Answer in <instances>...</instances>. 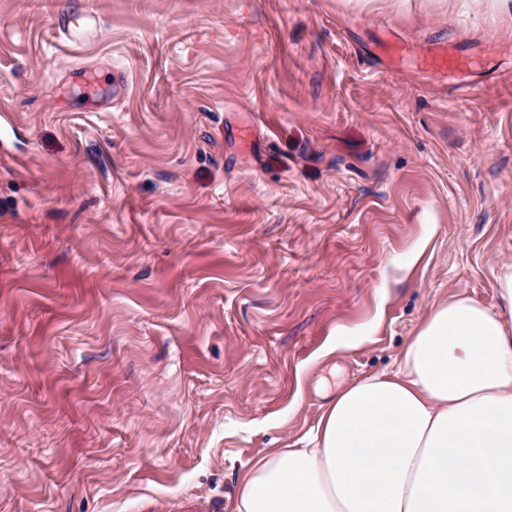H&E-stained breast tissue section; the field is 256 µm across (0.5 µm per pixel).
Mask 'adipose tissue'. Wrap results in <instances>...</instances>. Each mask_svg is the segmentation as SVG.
Returning <instances> with one entry per match:
<instances>
[{
  "label": "adipose tissue",
  "mask_w": 512,
  "mask_h": 512,
  "mask_svg": "<svg viewBox=\"0 0 512 512\" xmlns=\"http://www.w3.org/2000/svg\"><path fill=\"white\" fill-rule=\"evenodd\" d=\"M496 305L457 294L393 372L328 401L300 448L258 458L235 512H512V263Z\"/></svg>",
  "instance_id": "obj_1"
}]
</instances>
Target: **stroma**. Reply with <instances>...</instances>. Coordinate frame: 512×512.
Returning <instances> with one entry per match:
<instances>
[{
    "label": "stroma",
    "instance_id": "stroma-1",
    "mask_svg": "<svg viewBox=\"0 0 512 512\" xmlns=\"http://www.w3.org/2000/svg\"><path fill=\"white\" fill-rule=\"evenodd\" d=\"M1 118L0 512H232L512 263L493 0H0ZM94 16L85 14L75 17L69 11L62 12L57 18L58 30L72 43L78 44L86 41L88 38L84 32L85 23L83 20L92 19Z\"/></svg>",
    "mask_w": 512,
    "mask_h": 512
}]
</instances>
